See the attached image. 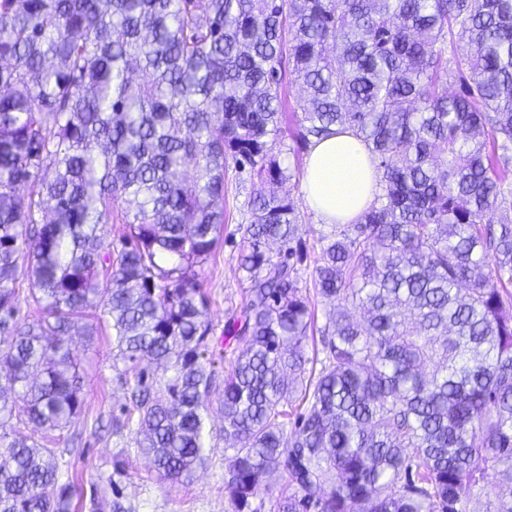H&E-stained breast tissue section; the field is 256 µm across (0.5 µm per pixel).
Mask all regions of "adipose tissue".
<instances>
[{"instance_id":"adipose-tissue-1","label":"adipose tissue","mask_w":512,"mask_h":512,"mask_svg":"<svg viewBox=\"0 0 512 512\" xmlns=\"http://www.w3.org/2000/svg\"><path fill=\"white\" fill-rule=\"evenodd\" d=\"M377 166L349 132L314 141L303 182L308 206L327 224H353L379 190Z\"/></svg>"}]
</instances>
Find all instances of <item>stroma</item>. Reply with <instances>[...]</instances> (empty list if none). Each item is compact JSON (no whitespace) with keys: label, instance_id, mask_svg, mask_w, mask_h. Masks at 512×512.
<instances>
[{"label":"stroma","instance_id":"obj_1","mask_svg":"<svg viewBox=\"0 0 512 512\" xmlns=\"http://www.w3.org/2000/svg\"><path fill=\"white\" fill-rule=\"evenodd\" d=\"M249 173L228 169L224 208L228 220L216 253L198 267V279L209 296L208 317L224 326V311L241 306L245 282L239 266L246 247L243 230ZM71 348L84 376V415L76 425L51 433L34 431L15 419L1 431L34 436L56 451L61 482L75 487L72 512H113L121 500L125 512H230L224 496V442L214 439L192 478L173 483L161 479L138 446L134 430L113 431V418L126 414L128 403L117 381L125 364L112 341L111 329L74 337Z\"/></svg>","mask_w":512,"mask_h":512}]
</instances>
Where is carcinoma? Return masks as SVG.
I'll use <instances>...</instances> for the list:
<instances>
[{"instance_id":"carcinoma-1","label":"carcinoma","mask_w":512,"mask_h":512,"mask_svg":"<svg viewBox=\"0 0 512 512\" xmlns=\"http://www.w3.org/2000/svg\"><path fill=\"white\" fill-rule=\"evenodd\" d=\"M288 75L298 149L349 130L382 172L360 220L318 239L319 327L274 153ZM231 162L257 178L248 287L213 346L195 267ZM23 278L42 316L20 324ZM100 321L167 480L202 462L228 363L232 512L275 475L276 512H512V0H0V427L79 420L69 341ZM73 494L52 449L0 434V512Z\"/></svg>"}]
</instances>
